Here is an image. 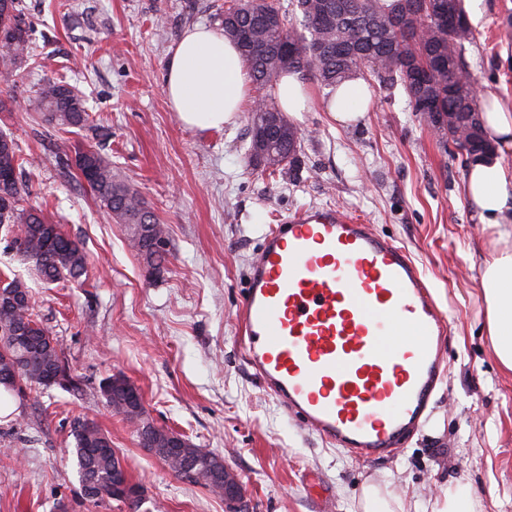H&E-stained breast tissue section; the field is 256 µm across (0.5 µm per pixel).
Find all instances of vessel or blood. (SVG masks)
Listing matches in <instances>:
<instances>
[{
	"mask_svg": "<svg viewBox=\"0 0 512 512\" xmlns=\"http://www.w3.org/2000/svg\"><path fill=\"white\" fill-rule=\"evenodd\" d=\"M397 322L416 344L386 346ZM241 331L248 365L284 412L360 461L405 447L445 377L447 318L409 252L328 206L265 232Z\"/></svg>",
	"mask_w": 512,
	"mask_h": 512,
	"instance_id": "b4317fda",
	"label": "vessel or blood"
}]
</instances>
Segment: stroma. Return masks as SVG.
Masks as SVG:
<instances>
[{
  "label": "stroma",
  "mask_w": 512,
  "mask_h": 512,
  "mask_svg": "<svg viewBox=\"0 0 512 512\" xmlns=\"http://www.w3.org/2000/svg\"><path fill=\"white\" fill-rule=\"evenodd\" d=\"M34 22L29 57L0 73V132L26 157L24 203L46 208L88 258L78 283L44 284L0 236V282L22 277L78 383L43 389L37 404L0 417V512H85L73 417L112 438L133 479L160 512H227L222 497L177 477L138 445L134 429L100 395L123 374L155 423L223 458L241 480L249 512H358L369 482L427 503L466 478L476 512H512V371L486 333L481 264L501 249L479 223L452 161L398 89L373 87L363 119L337 123L326 89L307 80L305 139L292 175L257 174L246 154L249 112L220 129L184 126L164 93L165 63L182 33L218 26L224 0H25ZM164 24H157V17ZM477 41L465 58L484 94L512 107V0H482ZM76 86L94 122L93 141L49 127L33 112L43 80ZM96 144L168 228V262L149 276L116 223L60 148ZM306 206H334L371 224L417 261L449 320L447 376L427 426L377 463L330 448L289 420L246 364L240 306L262 235Z\"/></svg>",
  "instance_id": "stroma-1"
}]
</instances>
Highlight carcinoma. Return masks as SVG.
Listing matches in <instances>:
<instances>
[{
    "label": "carcinoma",
    "mask_w": 512,
    "mask_h": 512,
    "mask_svg": "<svg viewBox=\"0 0 512 512\" xmlns=\"http://www.w3.org/2000/svg\"><path fill=\"white\" fill-rule=\"evenodd\" d=\"M330 14L319 17L320 0H224V37L239 49L253 89L247 154L254 169L271 177L294 167L307 134L288 121L271 93L285 71L315 79L336 92L347 78L361 75L379 86L401 87L412 111L437 141L451 148L464 168L494 154L482 112L490 108L463 55L476 43L463 0H330ZM446 5L461 21L443 28L438 7ZM24 0H0V64L20 68L27 59L32 24ZM296 15L288 22V15ZM33 110L54 128L85 129L90 124L85 103L73 86L54 79L39 87ZM59 165L75 166L77 175L120 224L127 225L131 246L149 273L163 269L168 256V230L145 206L137 189L112 171L110 159L90 146L55 155ZM29 159L18 144L0 133V226L13 235V246L43 282L77 281L87 272L88 258L58 221L41 209L25 208L19 175ZM49 328L35 315L31 290L20 279L0 288V371L12 373L5 390L21 401L37 399L51 386L72 384ZM100 393L112 411L135 428L140 447L157 457L176 476L185 470L193 482L213 493L217 456L178 432L159 427L144 408L127 405L124 390L107 377ZM73 454L80 478L81 502L88 512L113 501L121 512H144L148 489L139 485L135 499L112 493L114 478L125 472L112 448V438L95 422L75 417L70 424Z\"/></svg>",
    "instance_id": "1"
}]
</instances>
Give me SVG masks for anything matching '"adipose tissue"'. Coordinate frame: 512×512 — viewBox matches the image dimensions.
<instances>
[{
  "label": "adipose tissue",
  "mask_w": 512,
  "mask_h": 512,
  "mask_svg": "<svg viewBox=\"0 0 512 512\" xmlns=\"http://www.w3.org/2000/svg\"><path fill=\"white\" fill-rule=\"evenodd\" d=\"M165 95L182 124L198 129L220 128L234 121L248 95L242 60L221 31L198 26L187 31L166 62ZM360 76L346 79L328 110L340 123L357 121L371 104ZM465 191L480 223L496 227L506 247L484 261L480 288L487 308V330L501 365L512 370V171L487 160L470 165ZM467 480L449 484L444 497L430 506L396 495L375 484L365 485L360 512H472Z\"/></svg>",
  "instance_id": "ef3b65f1"
}]
</instances>
